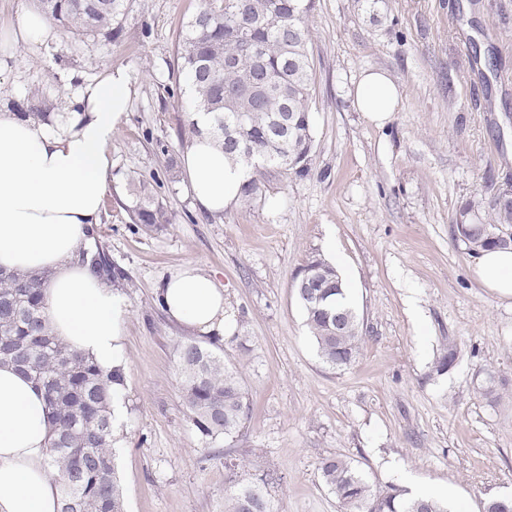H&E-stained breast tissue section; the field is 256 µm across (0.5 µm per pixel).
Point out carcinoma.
Returning <instances> with one entry per match:
<instances>
[{
  "instance_id": "1",
  "label": "carcinoma",
  "mask_w": 512,
  "mask_h": 512,
  "mask_svg": "<svg viewBox=\"0 0 512 512\" xmlns=\"http://www.w3.org/2000/svg\"><path fill=\"white\" fill-rule=\"evenodd\" d=\"M41 12L75 37L112 31L123 14V0H37ZM310 5L306 0H200L179 36L177 59L190 112L207 116L190 132L211 137L224 155L245 164L249 179L241 198L251 201L268 190L267 174L303 176L310 170L314 145V61L309 51ZM506 200L468 201L457 211L477 213L454 232L471 251L507 248L512 241V190ZM136 224L154 229L173 216L145 185L129 208ZM98 279L131 288L130 275L108 253L84 258ZM49 273L0 269V363L21 366L43 391L51 410L48 470L58 484L60 512H125L114 464L111 407L122 400L123 366L103 371L68 347L49 328L43 288ZM347 288L336 266L313 256L294 277V296L322 362L348 367L360 352L361 322L346 301ZM175 368L185 414L206 442L234 434L247 417L246 393L238 371L224 356L196 341L176 345ZM322 481L341 512H447L431 494L415 497L390 484L375 489L364 473L342 456L320 465ZM281 481L264 470L245 483L235 482L224 497V512H274L270 488Z\"/></svg>"
}]
</instances>
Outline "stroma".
<instances>
[{"instance_id": "stroma-1", "label": "stroma", "mask_w": 512, "mask_h": 512, "mask_svg": "<svg viewBox=\"0 0 512 512\" xmlns=\"http://www.w3.org/2000/svg\"><path fill=\"white\" fill-rule=\"evenodd\" d=\"M198 0H125L118 39L76 38L31 50L0 70V110L36 103L63 122L83 81L109 66L134 72L126 120L93 231L131 276L122 352L126 384L116 463L126 512H224L226 458L246 481L281 478L277 512H339L320 477L340 455L374 487L412 477L450 512H482L512 497V299L483 288L475 256L455 235L458 208L512 187V0H313L310 52L317 97L310 172L271 175L260 201L199 213L181 162L191 117L177 46ZM494 53L487 70L475 52ZM385 71L401 107L384 127L357 111L351 90ZM155 190L173 223L146 232L128 209L132 183ZM313 255L336 265L364 342L354 363L324 365L294 298ZM224 285L235 341L215 340L239 372L250 411L232 438L206 445L188 421L175 347L190 330L156 298L186 264ZM457 353L448 372L435 363ZM497 398L476 394L484 371Z\"/></svg>"}]
</instances>
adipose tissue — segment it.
<instances>
[{
  "label": "adipose tissue",
  "mask_w": 512,
  "mask_h": 512,
  "mask_svg": "<svg viewBox=\"0 0 512 512\" xmlns=\"http://www.w3.org/2000/svg\"><path fill=\"white\" fill-rule=\"evenodd\" d=\"M59 33L47 16L23 12L0 27V54L18 43L44 46ZM132 76L105 69L71 99L68 119L51 128L0 111V268L49 272L45 288L52 331L103 370L122 363V294L83 266L77 251L98 223L107 192L115 132L126 119ZM359 112L385 126L399 92L384 71L365 70L354 89ZM184 168L201 210L218 216L235 204L247 178L243 164L228 161L206 136L187 150ZM484 287L512 297V250H485L475 259ZM157 297L168 317L207 336H227L233 317L224 308V286L196 264L160 282ZM49 411L35 384L0 366V512H58L59 491L46 466Z\"/></svg>",
  "instance_id": "ef3b65f1"
}]
</instances>
